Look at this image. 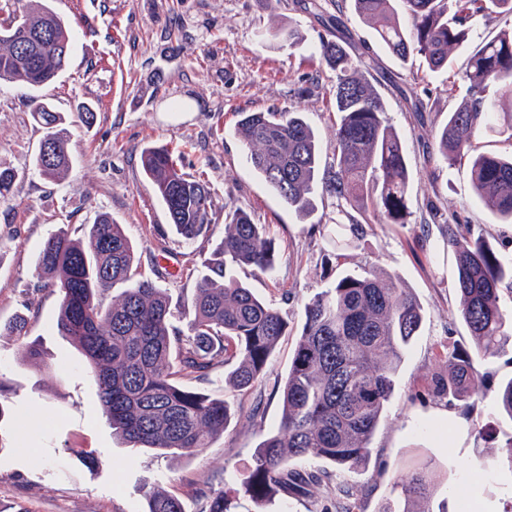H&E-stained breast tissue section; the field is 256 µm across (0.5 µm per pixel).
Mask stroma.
Instances as JSON below:
<instances>
[{
  "mask_svg": "<svg viewBox=\"0 0 512 512\" xmlns=\"http://www.w3.org/2000/svg\"><path fill=\"white\" fill-rule=\"evenodd\" d=\"M302 0H48L72 29L67 66L34 90L0 82V160L22 171L9 202L0 203V320L29 318L44 369L24 357L21 342L0 336V512H145L157 489L178 496L195 512L202 493L232 486L251 462L264 431L278 425L279 392L304 320V305L343 270L373 266L401 282L420 301L423 322L407 350L395 393L371 440L365 464L339 471L322 461L301 463L321 480L304 496L279 491L270 501H242L238 512H336L342 489L353 492L355 512H378L393 484L423 460L436 464L434 506L445 512H512V464L501 446L512 420L496 405L500 383L512 377V346L476 362L486 391L468 403L435 396L431 379L452 351L473 352L474 341L457 319L452 251H441L448 222L458 219L487 233L504 263H512V225L499 223L473 193L467 165L425 160L433 140L461 103L472 45L491 39L504 18L478 21L469 42L451 53L447 71L417 79L418 62L402 63L376 42L350 0L338 35L355 55L371 59L367 77L381 93L413 173V215L406 224H367L355 246L329 259L330 199L312 197L299 216L252 171L233 135L239 113L277 109L303 112L320 140L322 164L332 161L336 119L326 87L330 72L316 53L322 26L300 8ZM302 34L291 46L281 31ZM427 102L418 126L410 97ZM180 100L185 113L169 108ZM50 102L69 120L71 169L59 183L34 170L43 136L32 113ZM96 114L85 126L83 108ZM172 151L183 171L206 181L213 199L207 238L187 244L169 228L164 206L141 167L143 147ZM236 209L266 224L275 240L272 274L238 269L235 276L288 322V331L262 382L246 392L224 386V369L203 387L230 399L239 414L224 434L197 455H157L117 439L103 414L97 389L78 348L55 330L59 295L35 288V261L43 241L67 224L83 237L96 215L124 225L142 269L173 296H191L193 272L224 237V214ZM91 451L84 464L77 449ZM499 457L498 474H479V461Z\"/></svg>",
  "mask_w": 512,
  "mask_h": 512,
  "instance_id": "stroma-1",
  "label": "stroma"
}]
</instances>
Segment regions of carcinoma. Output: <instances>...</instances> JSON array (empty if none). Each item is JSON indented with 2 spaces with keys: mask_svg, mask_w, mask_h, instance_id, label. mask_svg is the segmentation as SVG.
<instances>
[{
  "mask_svg": "<svg viewBox=\"0 0 512 512\" xmlns=\"http://www.w3.org/2000/svg\"><path fill=\"white\" fill-rule=\"evenodd\" d=\"M356 14L376 41L406 62L416 54L427 69L448 68L450 51L464 44L474 23L508 13L512 0H352ZM405 8L411 20L399 18ZM0 19V80L39 89L62 71L71 46L67 22L56 17L46 37L30 26L8 30ZM339 17L323 23L319 58L333 73L328 95L336 112L332 129L333 161L320 169L319 139L301 112H241L234 136L251 167L269 189L300 215L310 213L316 189L334 200L335 232L331 256L358 238L362 225L407 224L411 215L410 172L403 142L386 116L383 98L363 75L370 63L353 57L333 39ZM468 97L448 113L435 148L452 166L468 160L472 185L482 207L503 224H512V154L472 153L482 132L512 141V111L500 112L485 96L490 86L512 92V28L500 31L471 52L463 74ZM44 130L32 166L60 182L68 175L70 130L62 113L48 102L33 112ZM53 158H44L43 145ZM144 175L164 205L170 224L186 244L207 235L213 206L210 189L182 173L164 148L141 151ZM19 171L0 161V202L5 203ZM447 244L454 248L459 296L457 318L474 339V355L446 357L447 376L432 379L433 390L459 401L484 395L473 357L499 354L512 340V311L500 292L512 288L506 267L491 244L456 221L448 224ZM275 242L266 224L239 210L224 220V238L191 296V335L175 325V309L165 289L142 273L123 225L98 215L82 238L64 224L43 242L35 265L36 288L59 293L58 334L75 344L98 392L112 429L140 447L190 456L210 447L236 417L226 398L190 385L203 381L216 364L227 367L224 383L244 391L261 383L272 364L288 322L280 311L238 281L232 269L274 270ZM123 290L104 303L108 291ZM418 300L390 276L367 269L344 272L305 306V321L280 390L278 427L265 434L252 462L232 487L203 497L200 512H233L236 501H262L288 485L306 492L313 480L295 463L316 459L352 470L371 453V440L393 396L406 350L421 327ZM0 335L22 340V351L40 359L36 343L26 341L28 318L17 314L0 322ZM498 409L512 420V378L496 394ZM426 462L396 483L382 512H434L435 494ZM146 512H186L180 498L154 491Z\"/></svg>",
  "mask_w": 512,
  "mask_h": 512,
  "instance_id": "cac0c4a2",
  "label": "carcinoma"
}]
</instances>
